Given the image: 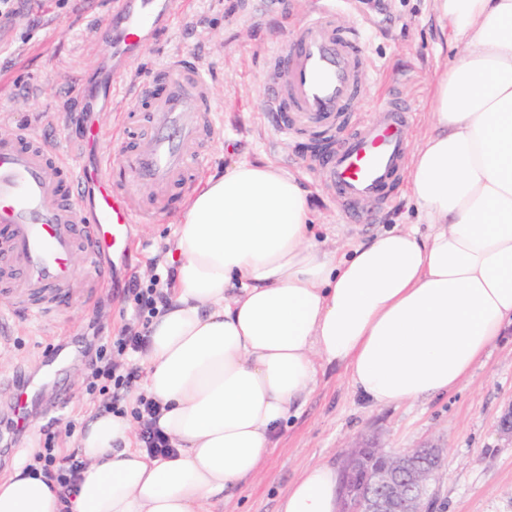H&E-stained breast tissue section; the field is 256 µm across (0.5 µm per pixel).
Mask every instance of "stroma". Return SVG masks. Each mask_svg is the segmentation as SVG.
I'll use <instances>...</instances> for the list:
<instances>
[{"label":"stroma","mask_w":512,"mask_h":512,"mask_svg":"<svg viewBox=\"0 0 512 512\" xmlns=\"http://www.w3.org/2000/svg\"><path fill=\"white\" fill-rule=\"evenodd\" d=\"M284 2L280 9L267 0H188L185 19L159 32L128 62L131 84L154 75L173 56L197 62L210 83L218 134L206 145L205 168L168 193L165 214L133 225L134 252L116 260L112 284L94 304L67 305L52 325L43 326L0 297V314L11 323L0 336V419L12 412L8 389L19 372L41 380V403L30 409L24 432L9 449H0V475L29 464L48 429L61 454H70L78 446L76 430L103 414L102 396L86 392L87 376L97 346L122 335L136 319L125 285L133 278L154 281L171 297L175 265L169 253L184 201L231 159L269 161L299 175L310 191L322 248L343 252L394 225L417 222L401 183L391 203L376 208L367 223H350L331 185L319 181L293 139L276 129L263 98L266 59L274 48L289 46L287 30L307 17L315 0ZM340 19L366 29L370 80L352 105L354 115L373 113L394 90L412 108L411 136L423 133L433 81L453 57L433 0H355ZM111 21L112 0H28L18 15L0 19V133L28 125L65 148L89 121L103 132L97 162L131 158L148 101L131 84L116 89L109 101L92 98L109 55ZM61 347L72 352L64 369L42 376V360ZM511 402L512 330L469 379L442 397L373 406L354 392L343 369L320 368L316 384L283 423L265 475L242 484L213 512H278L283 494L307 465L338 467L348 443L370 437L391 452L429 442L443 446L442 471L431 489L433 512H512V443L497 432L500 413Z\"/></svg>","instance_id":"stroma-1"}]
</instances>
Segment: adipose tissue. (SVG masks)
Segmentation results:
<instances>
[{
	"label": "adipose tissue",
	"instance_id": "ef3b65f1",
	"mask_svg": "<svg viewBox=\"0 0 512 512\" xmlns=\"http://www.w3.org/2000/svg\"><path fill=\"white\" fill-rule=\"evenodd\" d=\"M456 45L410 150L420 225L349 252L321 249L305 185L236 162L187 196L173 300L149 324L146 394L175 451L150 456L120 415L78 435L83 468L55 482L16 467L0 512H210L255 478L318 367L372 405L456 389L512 325V0H433ZM339 476L307 467L280 512H336Z\"/></svg>",
	"mask_w": 512,
	"mask_h": 512
}]
</instances>
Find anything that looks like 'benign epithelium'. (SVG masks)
<instances>
[{"instance_id":"7a95c632","label":"benign epithelium","mask_w":512,"mask_h":512,"mask_svg":"<svg viewBox=\"0 0 512 512\" xmlns=\"http://www.w3.org/2000/svg\"><path fill=\"white\" fill-rule=\"evenodd\" d=\"M498 431L512 441V403L501 412ZM370 454L380 463L365 480L362 463ZM442 459L443 449L435 444L394 456L374 441L355 443L344 454L339 512H424L425 492L436 481Z\"/></svg>"}]
</instances>
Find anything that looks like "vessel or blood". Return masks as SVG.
Masks as SVG:
<instances>
[{"instance_id": "vessel-or-blood-1", "label": "vessel or blood", "mask_w": 512, "mask_h": 512, "mask_svg": "<svg viewBox=\"0 0 512 512\" xmlns=\"http://www.w3.org/2000/svg\"><path fill=\"white\" fill-rule=\"evenodd\" d=\"M186 0H113L112 67L102 90L124 83L123 65L185 13ZM363 38L338 20L335 0H320L295 29L289 48L269 55L265 94L277 128L287 136H310L320 150L306 162L329 181L352 223L369 205L384 204L405 172L410 106L399 96L380 104L374 117L341 124L368 80ZM153 102L140 147L130 164L87 165L81 149L100 141L86 126L70 151L23 127L0 139V295L33 316L58 311L76 290L74 262L85 256L93 287H100L114 256L132 251L131 227L151 210L135 195L140 183L158 197L186 181L202 165L205 144L215 135L210 85L200 69L172 58L158 80L140 83ZM40 384L18 375L11 402L16 412L38 401Z\"/></svg>"}]
</instances>
